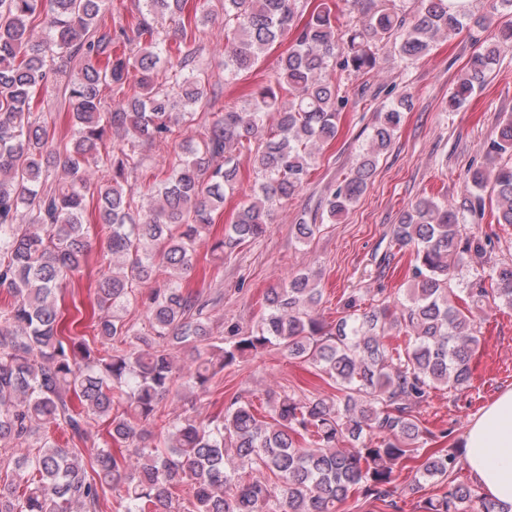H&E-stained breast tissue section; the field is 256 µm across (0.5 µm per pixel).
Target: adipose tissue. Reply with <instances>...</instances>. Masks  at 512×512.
Masks as SVG:
<instances>
[{"label":"adipose tissue","instance_id":"1","mask_svg":"<svg viewBox=\"0 0 512 512\" xmlns=\"http://www.w3.org/2000/svg\"><path fill=\"white\" fill-rule=\"evenodd\" d=\"M465 462L485 493L512 507V389L502 390L470 419L459 442Z\"/></svg>","mask_w":512,"mask_h":512}]
</instances>
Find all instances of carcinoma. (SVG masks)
I'll return each instance as SVG.
<instances>
[{"label": "carcinoma", "instance_id": "1", "mask_svg": "<svg viewBox=\"0 0 512 512\" xmlns=\"http://www.w3.org/2000/svg\"><path fill=\"white\" fill-rule=\"evenodd\" d=\"M107 2L0 0V448L28 449L0 453V512H101L111 488L123 490L121 512H174L182 487L188 512H338L356 494L394 505L396 467L435 437L416 410L432 392L470 382L475 310L512 309V263L494 264L465 299L452 287L460 266L487 257L491 239L463 236L440 197L420 198L391 230L413 254L408 294L350 299L331 322L317 310L318 282L302 273L266 290L250 331L231 324L214 336L213 301L182 281L200 243L224 260L264 236L275 207L308 184L348 105L343 76L374 70L389 43L412 63L440 37L512 14V0H490L488 16L472 15L469 0H323L304 21V0H138L137 16L115 28L104 21ZM354 11L355 21L340 22ZM164 15L175 28L154 25ZM221 15L225 73L251 69L277 43L288 49L244 104L213 113L197 147L180 140V126L215 98L195 60L201 27ZM505 47L512 22L470 57L448 111L466 105ZM52 83L63 85L74 117L62 150L35 111ZM105 91L117 101L106 103ZM406 108L403 98L378 112L368 147L324 202L330 219L358 203ZM146 144L166 148L169 162L139 207ZM244 151L252 198L212 241ZM486 157L487 168L468 171L470 212L512 225V116ZM91 206L110 256L95 280L106 315L92 321V342L71 332L58 305L87 261ZM134 299L147 320L139 329L122 316ZM271 347L313 366L336 394L272 393L262 416L234 396L224 414L201 417L197 401L224 370ZM185 391L190 407L165 415L162 399ZM101 426L106 442L88 468L49 436L62 428L94 444ZM459 469L454 447L425 459L416 476L443 491L421 512H512L456 481Z\"/></svg>", "mask_w": 512, "mask_h": 512}]
</instances>
